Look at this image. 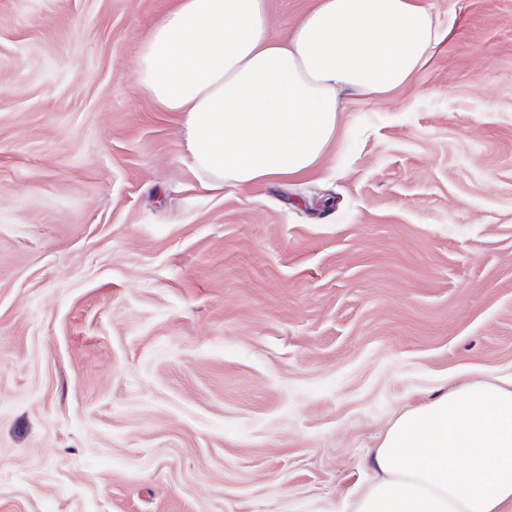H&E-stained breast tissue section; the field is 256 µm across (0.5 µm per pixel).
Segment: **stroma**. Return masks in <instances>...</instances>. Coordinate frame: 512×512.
I'll return each mask as SVG.
<instances>
[{
  "mask_svg": "<svg viewBox=\"0 0 512 512\" xmlns=\"http://www.w3.org/2000/svg\"><path fill=\"white\" fill-rule=\"evenodd\" d=\"M201 188L136 83L171 0H0V512H314L388 419L512 377V0Z\"/></svg>",
  "mask_w": 512,
  "mask_h": 512,
  "instance_id": "35a3bbf8",
  "label": "stroma"
}]
</instances>
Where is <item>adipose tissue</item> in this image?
I'll list each match as a JSON object with an SVG mask.
<instances>
[{"label": "adipose tissue", "mask_w": 512, "mask_h": 512, "mask_svg": "<svg viewBox=\"0 0 512 512\" xmlns=\"http://www.w3.org/2000/svg\"><path fill=\"white\" fill-rule=\"evenodd\" d=\"M444 33L426 0H319L290 37L266 0H175L135 80L177 113L206 189L302 174L336 134L341 96H383L424 68ZM336 512H512V379L412 407Z\"/></svg>", "instance_id": "obj_1"}]
</instances>
